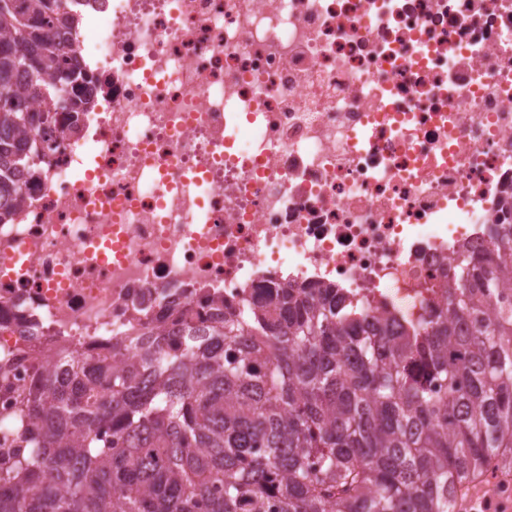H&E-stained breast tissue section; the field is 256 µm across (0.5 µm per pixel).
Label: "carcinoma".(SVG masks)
<instances>
[{
	"mask_svg": "<svg viewBox=\"0 0 512 512\" xmlns=\"http://www.w3.org/2000/svg\"><path fill=\"white\" fill-rule=\"evenodd\" d=\"M79 23L60 0H0V224L23 204L16 173L40 177L28 130L63 111L76 131L92 108L98 77L56 38ZM489 242L456 254L448 309L419 325L287 287L155 331L120 367L42 371L0 418L20 443L0 453V512H454L512 471V225Z\"/></svg>",
	"mask_w": 512,
	"mask_h": 512,
	"instance_id": "carcinoma-1",
	"label": "carcinoma"
}]
</instances>
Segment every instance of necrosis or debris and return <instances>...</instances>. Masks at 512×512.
<instances>
[{"mask_svg": "<svg viewBox=\"0 0 512 512\" xmlns=\"http://www.w3.org/2000/svg\"><path fill=\"white\" fill-rule=\"evenodd\" d=\"M79 133L0 224V417L62 356L335 286L418 323L512 219V0H67Z\"/></svg>", "mask_w": 512, "mask_h": 512, "instance_id": "necrosis-or-debris-1", "label": "necrosis or debris"}]
</instances>
